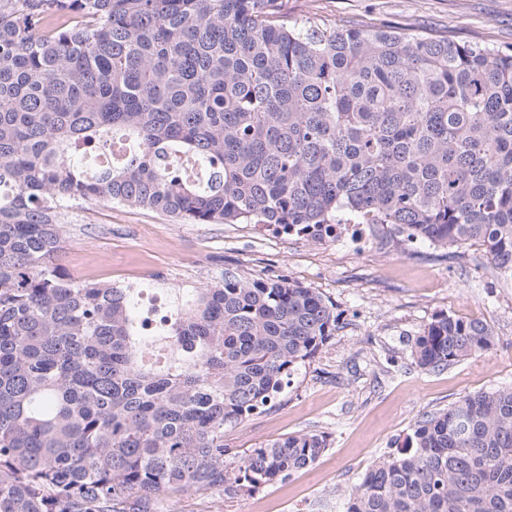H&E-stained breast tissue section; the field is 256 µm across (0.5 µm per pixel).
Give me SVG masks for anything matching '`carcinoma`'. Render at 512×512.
Returning <instances> with one entry per match:
<instances>
[{"instance_id":"1","label":"carcinoma","mask_w":512,"mask_h":512,"mask_svg":"<svg viewBox=\"0 0 512 512\" xmlns=\"http://www.w3.org/2000/svg\"><path fill=\"white\" fill-rule=\"evenodd\" d=\"M114 139L121 159L86 161ZM97 199L320 242L343 216L392 224L479 243L512 279V50L297 22L285 0H0V512H155L327 448L306 432L224 464V428L336 329L317 289L226 271L150 335L136 289L57 264L58 209ZM495 344L444 314L412 355L435 370ZM346 512H512V386L418 420Z\"/></svg>"}]
</instances>
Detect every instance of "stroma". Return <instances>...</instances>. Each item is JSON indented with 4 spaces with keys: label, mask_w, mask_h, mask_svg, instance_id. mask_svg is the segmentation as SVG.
I'll list each match as a JSON object with an SVG mask.
<instances>
[{
    "label": "stroma",
    "mask_w": 512,
    "mask_h": 512,
    "mask_svg": "<svg viewBox=\"0 0 512 512\" xmlns=\"http://www.w3.org/2000/svg\"><path fill=\"white\" fill-rule=\"evenodd\" d=\"M297 21L315 16L409 31H447L457 43L512 45V0H288ZM70 276L124 285L153 275L189 290L234 271L287 278L332 303L336 330L295 372L275 406L225 429L226 463L305 432L328 446L286 480L227 494L167 493L158 512H344L351 489L378 459L401 448L415 422L464 396L512 386V280L483 247L460 254L403 240L390 224H367L356 240L317 242L258 224H179L108 201L61 208ZM488 323L495 347L439 370L416 365L412 347L439 314Z\"/></svg>",
    "instance_id": "stroma-1"
}]
</instances>
